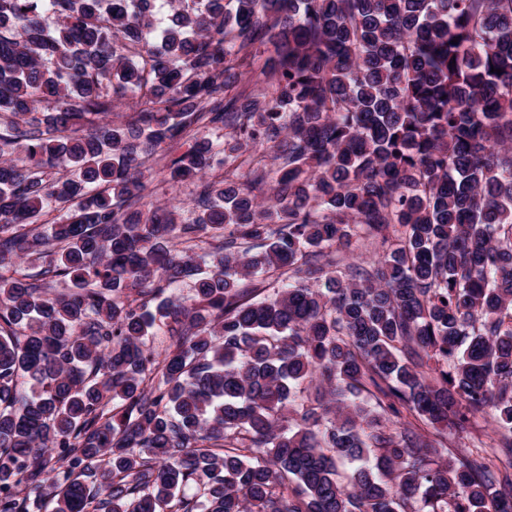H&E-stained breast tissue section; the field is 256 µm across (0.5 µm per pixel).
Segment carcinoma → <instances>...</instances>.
Returning <instances> with one entry per match:
<instances>
[{
	"instance_id": "cac0c4a2",
	"label": "carcinoma",
	"mask_w": 512,
	"mask_h": 512,
	"mask_svg": "<svg viewBox=\"0 0 512 512\" xmlns=\"http://www.w3.org/2000/svg\"><path fill=\"white\" fill-rule=\"evenodd\" d=\"M168 2L0 0V512H512V0ZM150 170L146 173L147 189L144 201H166L183 202L182 220L186 223H192L197 215L192 202V186L169 181L167 173L160 170V165H155L152 160L146 163ZM471 436L472 437L468 439L451 440L452 447H456L452 449H458L460 451L467 447L472 448L473 445L478 444V441L490 444L491 439L497 438V429L489 419H479L475 425V429L471 432Z\"/></svg>"
}]
</instances>
